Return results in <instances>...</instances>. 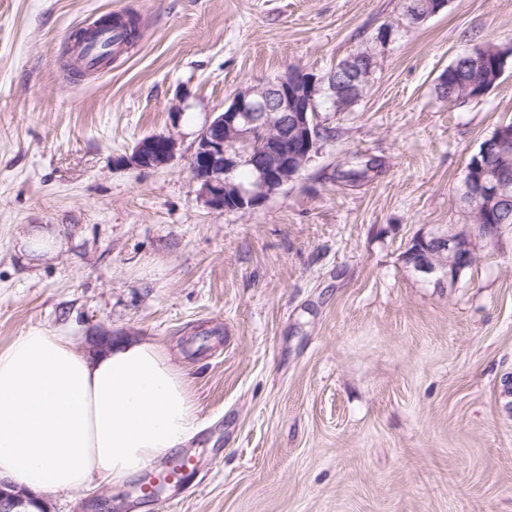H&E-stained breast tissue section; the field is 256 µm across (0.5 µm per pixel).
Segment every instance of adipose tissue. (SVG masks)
I'll return each mask as SVG.
<instances>
[{
    "mask_svg": "<svg viewBox=\"0 0 512 512\" xmlns=\"http://www.w3.org/2000/svg\"><path fill=\"white\" fill-rule=\"evenodd\" d=\"M196 431L189 379L153 341L90 358L35 330L0 350V478L61 492L95 476L120 484Z\"/></svg>",
    "mask_w": 512,
    "mask_h": 512,
    "instance_id": "1",
    "label": "adipose tissue"
}]
</instances>
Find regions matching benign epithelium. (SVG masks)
Segmentation results:
<instances>
[{
	"label": "benign epithelium",
	"mask_w": 512,
	"mask_h": 512,
	"mask_svg": "<svg viewBox=\"0 0 512 512\" xmlns=\"http://www.w3.org/2000/svg\"><path fill=\"white\" fill-rule=\"evenodd\" d=\"M449 0H427L423 10L407 13L400 27L415 26L448 7ZM394 28L382 25L373 41L324 73L291 70L264 83L246 85L231 103L201 130L190 161L193 179L200 185L205 204L213 210L247 214L294 182L320 141L319 101L353 108L362 98L374 73L378 49L391 41ZM171 136L142 139L133 158L143 167H158L174 156ZM512 124L499 126L465 168L461 202L482 214L512 213ZM206 162L199 174L195 160ZM255 172L247 186L236 182L234 173L244 165ZM497 225L460 224L453 231L434 225L418 234L432 242L442 259L437 263L423 253L409 265L425 281L436 286L455 283L477 260L481 240L495 237ZM28 493L0 480V512H25Z\"/></svg>",
	"instance_id": "benign-epithelium-1"
}]
</instances>
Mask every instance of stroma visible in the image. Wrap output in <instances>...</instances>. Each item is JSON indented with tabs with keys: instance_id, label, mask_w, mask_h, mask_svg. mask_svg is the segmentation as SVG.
<instances>
[{
	"instance_id": "35a3bbf8",
	"label": "stroma",
	"mask_w": 512,
	"mask_h": 512,
	"mask_svg": "<svg viewBox=\"0 0 512 512\" xmlns=\"http://www.w3.org/2000/svg\"><path fill=\"white\" fill-rule=\"evenodd\" d=\"M402 0H0V350L33 330L94 353L148 338L189 376L199 431L150 461L200 459L153 498L139 478L43 492L50 512H512V224L452 288L403 262L462 214L465 166L512 122V67L479 101L438 76L512 45V0H450L380 49L362 99L324 112L300 178L249 214L207 207L190 172L245 85L322 73ZM112 13L139 33L103 70L73 34ZM169 135L166 165L134 163ZM374 164L351 183L352 156ZM40 228L52 253L32 261ZM175 140L171 136H151L142 139L135 148L133 158L143 167L167 164L174 156Z\"/></svg>"
}]
</instances>
